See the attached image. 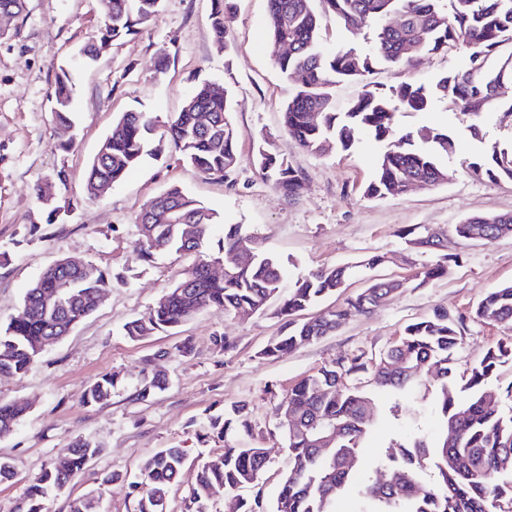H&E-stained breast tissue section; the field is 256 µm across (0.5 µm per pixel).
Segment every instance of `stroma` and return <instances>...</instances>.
Here are the masks:
<instances>
[{"label":"stroma","mask_w":512,"mask_h":512,"mask_svg":"<svg viewBox=\"0 0 512 512\" xmlns=\"http://www.w3.org/2000/svg\"><path fill=\"white\" fill-rule=\"evenodd\" d=\"M211 7L212 0H161L154 18L92 64L79 51L98 35L101 0H25L22 14L6 24L7 38H0V253L8 256L0 265V327L19 314L27 288L58 258L93 263L114 277L97 309L68 336L47 345L27 373L0 376V402L30 404L14 432L0 437V458L9 460L14 472L0 482V512H16L28 486L57 466L79 436L98 443L101 452L62 493L45 500L44 512H69L70 499L91 491L101 494L107 512H137L130 482L148 456L171 447L186 449L190 460L169 495L167 512H185L197 471L194 456L216 457L226 446L223 435L209 429L208 417L238 401L248 403L254 441L268 450L259 485L265 498H272L288 468L275 407L302 378L342 359L379 357L407 324L436 309L463 320L455 377L468 375L490 348L512 341V329L473 317L488 291L512 283V234L472 242L455 232L468 217L512 213V181L468 167L484 161L492 145L512 141V121L489 114L476 139L468 130L470 117L446 100L424 112L400 114L402 132L429 126L451 136L448 179L366 198L364 187L383 143L363 133L351 151L317 156L284 133L281 114L299 82L281 76L267 48V0H234L224 17L231 37L227 51L213 42ZM469 53L459 42L418 65L377 67L360 80L336 84V106L344 108L367 91L432 85L466 68ZM62 67L75 84V127L65 149L52 116ZM205 79L233 90L242 160L230 180L203 175L165 141L102 199L87 200V169L113 119L136 111L164 125ZM263 139L298 170L302 186L296 195L284 194L254 168L251 158ZM60 171L66 180L57 185L54 204L62 219L48 225L34 186ZM172 186L220 216L211 228L209 251H217L225 225H246L261 248L279 258L284 287L323 268L350 267L346 288L313 306L316 314L343 307L370 279L408 280L446 254L461 260L447 262L445 274L431 284L403 289L372 312H351L336 332L278 358L261 354L283 331L276 300L256 314L210 308L173 333L132 341L123 334L124 324L145 314L199 260L193 252L171 251L145 262L136 251L144 203ZM430 233L439 236V248L415 244V237ZM375 255L383 256V263L367 268ZM219 335L230 337L233 348L216 347ZM185 344L192 351L183 356L178 348ZM105 373L117 381L110 400L84 405L87 387ZM156 373L168 378V389L141 398L145 378ZM373 399L378 426L365 442L370 458L397 438L401 425L390 411L393 394L377 391ZM107 472L117 474V481L101 484Z\"/></svg>","instance_id":"35a3bbf8"}]
</instances>
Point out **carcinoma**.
Masks as SVG:
<instances>
[{"mask_svg": "<svg viewBox=\"0 0 512 512\" xmlns=\"http://www.w3.org/2000/svg\"><path fill=\"white\" fill-rule=\"evenodd\" d=\"M104 22L96 42L85 46L89 54L132 34L133 27L158 14L160 0H102ZM229 0H213L210 28L215 43L229 44L224 14ZM268 41L273 49L291 46L286 55L273 53L285 76L305 74L281 113L283 130L298 145L313 153L349 151L357 134L367 131L385 144L364 195L382 199L404 193L420 180L426 186L444 181V158L452 148L446 132L423 127L417 135H401L396 129L400 112H423L438 99L451 100L465 115L481 117L506 110L493 86L512 79V52L493 68L491 56L512 45V0H267ZM336 25L353 32L374 27L373 44L367 50L345 44L333 52L320 46V30L326 15ZM396 14L399 26L383 20ZM463 41L470 49L471 67L440 78L433 86L401 84L386 91H367L339 112L332 88L342 80H357L379 65H411L428 54L448 50ZM72 82L59 68L54 88L53 116L64 133L74 126L71 110ZM319 114L317 121L310 114ZM209 114L202 125L200 115ZM172 141L182 159L207 176L224 179L240 164L229 89L205 80L181 111L159 128L143 112L116 116L90 162L85 181L88 199L102 185L122 182L151 152L154 138ZM252 164L265 178L288 195L301 188V177L287 159L273 153L268 142L259 144ZM468 167L490 176L512 180V143L494 145L491 166L479 162ZM219 217L187 192L173 186L148 200L138 215V249L142 260L152 261L168 251L198 252ZM468 241L490 242L512 234V214L473 216L455 226ZM251 241L242 225H224L222 251L237 250ZM251 257L224 270L216 278L200 261L170 288L149 311L124 325L132 341L181 326L197 312L222 308L262 313L281 289L279 262L258 247ZM443 265H424L412 280L426 285L441 277ZM349 268L323 269L295 283L280 309L284 319L281 336L271 340L261 355L277 358L335 331L348 312H370L408 286L406 280L375 279L358 294L346 299V307L309 317L297 324L294 315L319 299L345 287ZM112 288V274L89 263L80 269L62 268L59 278H38L27 289L21 313L0 328V374L23 375L52 339L66 336L98 307ZM54 290L48 303L43 295ZM474 318L512 326V284L488 292L478 303ZM461 320L445 311L409 324L399 340L379 359L359 358L323 368L292 386L282 396L277 412L283 416L289 465L271 505L261 491L251 499L240 491L258 486L268 463L267 449L255 446L247 405L236 404L224 414L210 417L221 433L236 429L238 443L224 449L216 461L201 460L186 512H210L215 490L224 489L226 512H336V500L345 492L358 495L356 512H512V384L495 386L499 367L511 360L512 344H499L487 352L469 375L458 382L450 364L460 345ZM439 381L437 404L440 422L428 440L414 437L384 449L365 464L362 442L373 425L372 399L344 379L366 375L376 388L403 395L419 384L423 375ZM116 385L113 375L97 377L87 388L83 403L103 404ZM29 403L0 404V436L10 434L28 413ZM100 453V446L82 436L67 448L65 465L44 470L28 487L21 512H44L43 501L67 487L71 479ZM187 451L162 448L141 466L130 487L138 495V512H165L169 491L180 476ZM391 470L387 482L371 480L365 467ZM428 473L431 480L423 481Z\"/></svg>", "mask_w": 512, "mask_h": 512, "instance_id": "1", "label": "carcinoma"}]
</instances>
